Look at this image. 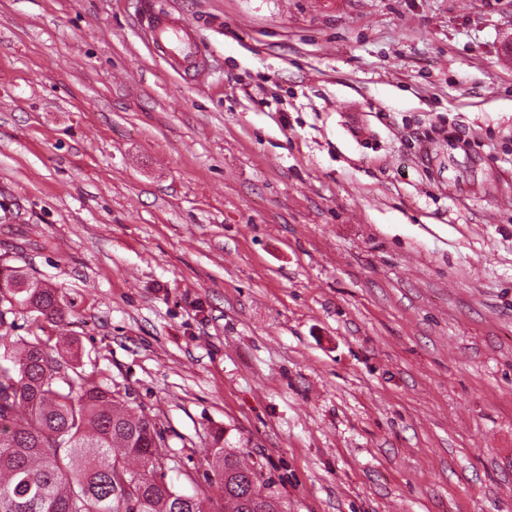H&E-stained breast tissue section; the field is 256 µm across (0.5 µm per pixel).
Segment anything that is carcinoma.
Masks as SVG:
<instances>
[{
    "instance_id": "cac0c4a2",
    "label": "carcinoma",
    "mask_w": 512,
    "mask_h": 512,
    "mask_svg": "<svg viewBox=\"0 0 512 512\" xmlns=\"http://www.w3.org/2000/svg\"><path fill=\"white\" fill-rule=\"evenodd\" d=\"M16 303L60 326L56 291L7 266L0 320ZM80 358L61 330L19 346L0 336V512H211L210 497L167 479L156 421L133 412ZM206 458L226 512H283L271 483L221 439Z\"/></svg>"
}]
</instances>
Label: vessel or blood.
Masks as SVG:
<instances>
[{
	"label": "vessel or blood",
	"mask_w": 512,
	"mask_h": 512,
	"mask_svg": "<svg viewBox=\"0 0 512 512\" xmlns=\"http://www.w3.org/2000/svg\"><path fill=\"white\" fill-rule=\"evenodd\" d=\"M144 32L160 57L174 70L195 74L204 67L193 26L184 19L152 13Z\"/></svg>",
	"instance_id": "b4317fda"
}]
</instances>
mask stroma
<instances>
[{"label":"stroma","instance_id":"obj_1","mask_svg":"<svg viewBox=\"0 0 512 512\" xmlns=\"http://www.w3.org/2000/svg\"><path fill=\"white\" fill-rule=\"evenodd\" d=\"M1 262L197 489L512 512V0H0ZM144 32L160 57L174 70L197 74L204 67L193 26L169 14L146 17ZM12 299L30 313L36 314V319L42 317L56 327L61 325L63 307L56 291L30 280L20 267L5 266L3 271L0 270V304L9 305L10 308L4 307V310H0L1 322H4L7 313H12ZM220 438L213 440L206 460L213 478L210 485L224 500L225 512H283L281 502L271 491V483L261 481L258 473L244 464L233 449L221 446ZM214 480V481H213Z\"/></svg>","mask_w":512,"mask_h":512}]
</instances>
